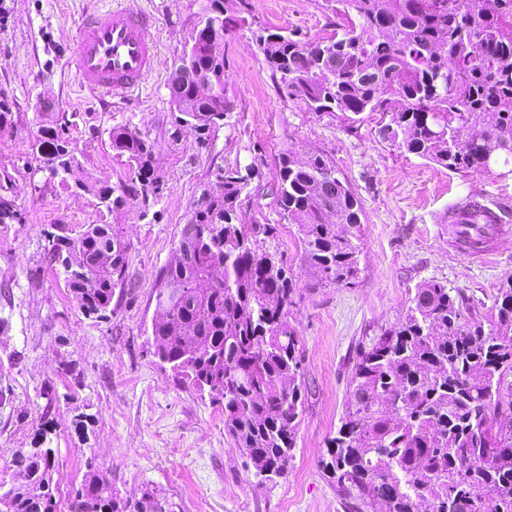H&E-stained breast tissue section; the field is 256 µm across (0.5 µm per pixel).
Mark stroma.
Returning <instances> with one entry per match:
<instances>
[{
  "label": "stroma",
  "instance_id": "1",
  "mask_svg": "<svg viewBox=\"0 0 512 512\" xmlns=\"http://www.w3.org/2000/svg\"><path fill=\"white\" fill-rule=\"evenodd\" d=\"M107 0H0V92L12 122L0 130V175L19 220L0 224V494L25 485L19 461L40 437L55 450L53 512H69L88 473L114 496L139 500L159 491L174 512H348L322 468L349 398L361 347L402 316L418 284L437 280L469 300L492 305L512 279V237L479 259L448 244V207L484 194L512 209V172H460L384 140L383 112L344 121L286 97L254 45L264 29L302 39L333 34L339 18L325 0H231L247 23L224 38V74L232 108L208 147L195 131L176 129L167 84L173 64L207 0H121L153 17L158 66L139 93L111 108L83 91L66 44L82 15ZM52 102L42 112L41 101ZM69 119L87 188L129 183L126 158L109 132L127 125L154 143L163 182L149 210L129 200L107 213L86 190H67L40 171L32 145L41 125ZM319 152L349 182L365 212L359 274L349 285L319 284L295 225L275 201L282 153ZM257 164L249 214L276 227L268 247L282 254L296 292L288 321L303 346L308 384L297 447L283 477L261 484L224 431L222 405L201 400L153 355L154 292L160 271L177 256L191 205L217 170ZM119 225L128 244L126 281L104 319L79 309L46 256L54 226Z\"/></svg>",
  "mask_w": 512,
  "mask_h": 512
}]
</instances>
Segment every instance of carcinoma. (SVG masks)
Masks as SVG:
<instances>
[{"instance_id":"carcinoma-1","label":"carcinoma","mask_w":512,"mask_h":512,"mask_svg":"<svg viewBox=\"0 0 512 512\" xmlns=\"http://www.w3.org/2000/svg\"><path fill=\"white\" fill-rule=\"evenodd\" d=\"M342 34L304 41L292 31L256 36L272 76L313 112H389L383 138L445 168L483 171L512 161V0H329ZM208 25L192 35L195 72L219 88L204 95L173 69L168 89L176 124L205 144L224 121V36L245 19L225 0H207ZM112 150L127 157L133 186H88L63 126L40 130V168L65 188L92 193L107 212L128 197L147 200L159 185L154 145L136 128L116 126ZM274 194L302 235L305 259L325 285L359 272L365 212L348 181L320 153H283ZM254 165L224 172L213 194L194 200L181 236L189 253L166 267L156 288L154 355L176 376L224 407V430L257 475L283 476L296 448L307 383L303 350L288 321L292 275L264 247L274 227L247 219L242 194ZM49 234V264L61 269L84 314L105 316L125 282L128 244L117 224H87L76 235ZM512 283L497 289L482 320L459 292L429 280L405 315L362 348L350 398L323 461L353 512H421L423 502L455 512H512V424L500 397L512 393ZM46 438L21 461L26 485L0 497L11 512H51ZM70 512H171L159 493L134 504L91 474Z\"/></svg>"}]
</instances>
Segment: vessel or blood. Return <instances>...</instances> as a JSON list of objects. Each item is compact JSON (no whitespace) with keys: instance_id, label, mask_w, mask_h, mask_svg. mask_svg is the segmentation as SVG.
Masks as SVG:
<instances>
[{"instance_id":"b4317fda","label":"vessel or blood","mask_w":512,"mask_h":512,"mask_svg":"<svg viewBox=\"0 0 512 512\" xmlns=\"http://www.w3.org/2000/svg\"><path fill=\"white\" fill-rule=\"evenodd\" d=\"M151 28L147 15L122 5L101 8L82 19L66 47L81 88L106 105L139 90L157 63ZM464 209L459 203L448 211V234L459 253L486 257L500 239L512 234V228L499 223L491 209L484 223H462Z\"/></svg>"}]
</instances>
